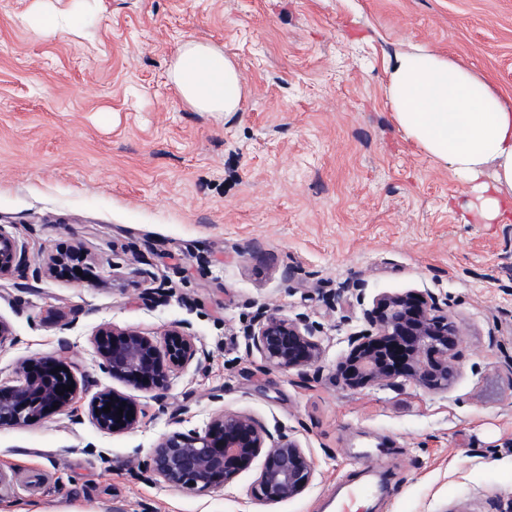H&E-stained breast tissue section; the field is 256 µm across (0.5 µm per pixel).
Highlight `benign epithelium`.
<instances>
[{
    "label": "benign epithelium",
    "mask_w": 512,
    "mask_h": 512,
    "mask_svg": "<svg viewBox=\"0 0 512 512\" xmlns=\"http://www.w3.org/2000/svg\"><path fill=\"white\" fill-rule=\"evenodd\" d=\"M24 262L15 240L0 228V278ZM368 328L346 336L348 353L336 365V378L351 389L384 386L400 377L431 390L445 391L457 375L456 358L463 327L441 310L438 299L415 291L382 292L364 312ZM270 369L299 376L322 358L314 329L301 319L269 314L249 335ZM100 366L140 389L165 390L179 371L201 363L198 348L184 325H174L157 339L139 330L102 328L95 335ZM60 371H55V368ZM72 390L58 394L62 386ZM81 389L74 372L58 356L23 362L16 380L0 382V426H17L70 408ZM110 406V412L103 407ZM123 416H118V409ZM88 415L103 431L121 433L139 423V409L129 397L102 391L92 397ZM264 457L254 482V497L272 505L301 495L314 476L305 448L290 438L274 437L252 416L216 412L202 431H172L151 449L146 468L162 485L180 490L229 488L235 478Z\"/></svg>",
    "instance_id": "1"
}]
</instances>
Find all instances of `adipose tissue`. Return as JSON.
Returning a JSON list of instances; mask_svg holds the SVG:
<instances>
[{
  "label": "adipose tissue",
  "instance_id": "1",
  "mask_svg": "<svg viewBox=\"0 0 512 512\" xmlns=\"http://www.w3.org/2000/svg\"><path fill=\"white\" fill-rule=\"evenodd\" d=\"M169 80L180 99L198 112H236L242 85L223 49L196 39L177 49ZM388 102L398 128L436 161L470 185L485 223L503 215L512 197V104L481 76L425 49L396 55ZM492 182H484L485 171Z\"/></svg>",
  "mask_w": 512,
  "mask_h": 512
}]
</instances>
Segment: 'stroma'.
<instances>
[{"label":"stroma","mask_w":512,"mask_h":512,"mask_svg":"<svg viewBox=\"0 0 512 512\" xmlns=\"http://www.w3.org/2000/svg\"><path fill=\"white\" fill-rule=\"evenodd\" d=\"M77 15L45 36L34 10ZM224 49L240 111L196 112L173 91L183 41ZM438 51L512 103V0H0V226L31 273L0 279V378L62 354L87 382L71 411L0 427V493L18 512H355L512 507V209L482 224L466 186L396 125L387 65ZM81 250L80 274L34 276ZM429 291L465 336L445 392L352 390L349 333L383 291ZM302 318L323 350L313 378L267 370L248 347L263 313ZM190 327L207 361L147 392L99 366L103 327ZM116 390L142 410L109 434L87 413ZM243 412L300 441L314 477L274 505L254 471L229 489L171 490L144 465L169 432Z\"/></svg>","instance_id":"35a3bbf8"}]
</instances>
